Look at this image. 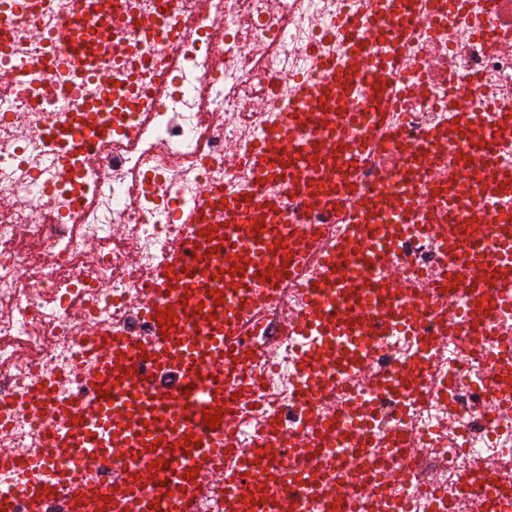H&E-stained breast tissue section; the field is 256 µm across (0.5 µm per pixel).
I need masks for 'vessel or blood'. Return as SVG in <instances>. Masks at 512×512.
Listing matches in <instances>:
<instances>
[{
    "instance_id": "vessel-or-blood-1",
    "label": "vessel or blood",
    "mask_w": 512,
    "mask_h": 512,
    "mask_svg": "<svg viewBox=\"0 0 512 512\" xmlns=\"http://www.w3.org/2000/svg\"><path fill=\"white\" fill-rule=\"evenodd\" d=\"M373 2L371 11L346 32L349 62L327 65L321 86L299 87L298 100L286 108L284 122L253 148L247 159L255 177L250 191L232 194L210 188L194 198L185 216L188 232L168 244L164 263L151 277V298L142 307L151 322L163 308L173 307L175 322L168 335L154 334L142 344L125 331H115L88 380L86 396L47 397L46 406L55 417L51 446L72 454L73 466L65 472L47 466L27 472L21 495L26 512H54L62 484L83 490V460L77 455L81 448L104 470L116 457L139 455L145 462L135 485L119 481L96 485L84 499L85 512H97L101 496L119 502L122 512H150L154 491L162 485L175 492L169 512H195L203 488L192 483L190 471L214 467L223 459L225 438L239 416L230 393L236 388L245 394L250 391L243 383L248 363L243 341L246 311L277 286L302 278L301 265L284 263L283 258L314 246L310 239L289 238L287 210L280 199L267 198L261 183L279 182L309 207L341 204L342 178L360 165L368 131L389 108L386 88L396 68L391 35L406 34L405 23L416 15L417 6L414 0ZM363 82L377 88L372 111H345L346 100ZM312 98L321 102L314 112L303 105ZM447 141V136L426 134L408 151L399 187L361 195L348 213L349 223L410 222L417 176L436 160ZM471 172L465 160L451 177L459 196L468 202L466 222L453 227L456 258L467 268L456 289L486 307L490 301L480 285L489 277L500 279L498 301L512 300V273L503 277L498 270L501 252L512 248L503 237L506 224L512 222V206L502 207L496 195L482 192L472 182ZM474 216L481 219L478 237L470 223ZM364 244V238L345 235L325 255L326 267L338 271L356 249L362 266L374 267ZM233 266L238 269L234 275L229 272ZM325 286L322 280L309 283V305L302 316L291 320V327H317L331 338L342 334V327L325 317ZM188 401L195 410L185 415L181 407ZM210 408L223 411L213 430L203 420ZM335 428V420L317 418L303 442L322 449L326 433ZM186 435L197 437V444L182 445ZM270 485L285 512H295L311 490L298 473H274Z\"/></svg>"
}]
</instances>
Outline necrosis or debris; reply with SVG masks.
Wrapping results in <instances>:
<instances>
[{
    "instance_id": "4bbe7bcc",
    "label": "necrosis or debris",
    "mask_w": 512,
    "mask_h": 512,
    "mask_svg": "<svg viewBox=\"0 0 512 512\" xmlns=\"http://www.w3.org/2000/svg\"><path fill=\"white\" fill-rule=\"evenodd\" d=\"M372 0H0V454L39 463L52 426L29 394L79 392L94 343L120 328L140 341L137 313L164 246L182 235L181 203L210 187L242 190L246 155L270 120L323 66L345 62L344 32ZM397 70L386 153L354 176L363 189L396 178L402 143L447 127L452 104L512 115V0H424L393 47ZM85 129L82 152L49 127ZM288 223L319 235L321 256L348 230L328 211L287 197ZM417 211L404 231L377 224L380 271L400 272L417 302L445 265ZM428 353L411 376L417 339L390 328L369 365L351 358L321 381L306 363L317 333L247 339L254 388L233 431L238 451L276 419L303 436L312 415L355 412L352 436L329 455L290 448L276 465L309 470L320 493L309 512H512V389L493 390L512 343V304L474 330L463 298L446 300Z\"/></svg>"
}]
</instances>
